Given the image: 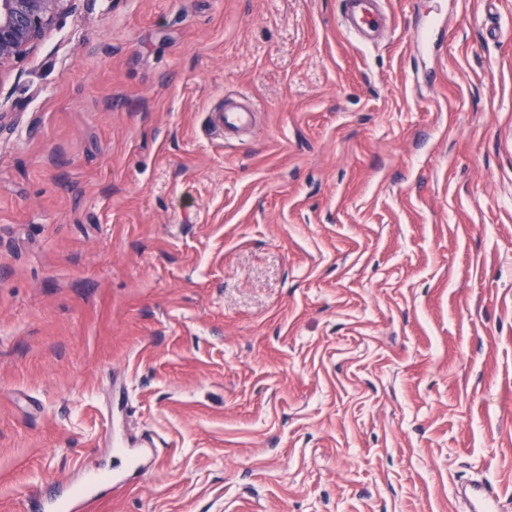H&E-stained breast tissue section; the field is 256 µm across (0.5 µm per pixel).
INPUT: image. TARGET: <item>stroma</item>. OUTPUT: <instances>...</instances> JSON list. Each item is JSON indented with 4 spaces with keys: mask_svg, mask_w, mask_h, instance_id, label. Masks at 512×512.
<instances>
[{
    "mask_svg": "<svg viewBox=\"0 0 512 512\" xmlns=\"http://www.w3.org/2000/svg\"><path fill=\"white\" fill-rule=\"evenodd\" d=\"M384 8L76 0L0 69V512H512V0ZM382 0H345L342 26L349 34L368 40L370 33L387 27L388 16L379 3ZM253 109L250 105L224 106V112L215 114L211 124L215 128L224 130V134H239L245 131L252 123ZM469 502L467 512H492L500 498L499 490L491 482H476L462 490Z\"/></svg>",
    "mask_w": 512,
    "mask_h": 512,
    "instance_id": "stroma-1",
    "label": "stroma"
}]
</instances>
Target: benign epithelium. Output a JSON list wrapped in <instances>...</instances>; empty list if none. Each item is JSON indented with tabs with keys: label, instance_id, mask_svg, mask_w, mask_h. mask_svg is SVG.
I'll return each mask as SVG.
<instances>
[{
	"label": "benign epithelium",
	"instance_id": "obj_1",
	"mask_svg": "<svg viewBox=\"0 0 512 512\" xmlns=\"http://www.w3.org/2000/svg\"><path fill=\"white\" fill-rule=\"evenodd\" d=\"M67 0H0V66L32 50Z\"/></svg>",
	"mask_w": 512,
	"mask_h": 512
}]
</instances>
